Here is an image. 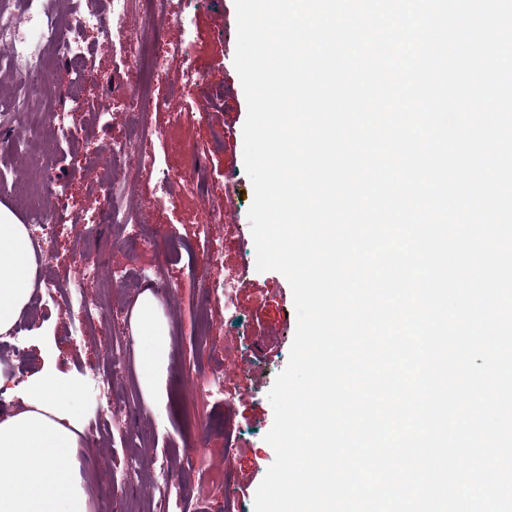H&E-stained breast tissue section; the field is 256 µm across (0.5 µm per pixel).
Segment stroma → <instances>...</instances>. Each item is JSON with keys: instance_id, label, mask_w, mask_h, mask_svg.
I'll list each match as a JSON object with an SVG mask.
<instances>
[{"instance_id": "1", "label": "stroma", "mask_w": 512, "mask_h": 512, "mask_svg": "<svg viewBox=\"0 0 512 512\" xmlns=\"http://www.w3.org/2000/svg\"><path fill=\"white\" fill-rule=\"evenodd\" d=\"M147 18L131 9L123 26L112 27L108 39L90 32L80 38L88 46L90 64L75 71L66 61L45 60L57 88L54 106L71 109L67 89L85 86L84 111L78 114V139L56 147L55 177L43 192L46 199L66 194L68 224L42 257L46 276L68 290L94 266L99 277L83 301L92 308L84 330L74 328L71 310L62 299H40L36 317L26 322L25 352L0 351V369L23 383L48 359L81 387L79 408L85 420L79 450L91 512H224L226 494L234 496V512H254L258 486L275 453L265 436L274 411L267 394L286 368L296 330V312L288 280L275 271H258L249 259L256 253L248 209L254 190L244 169L245 94L234 67L236 10L234 0H171L165 28L169 37L186 40L196 77H188L182 61H168L156 86L157 108L148 121L157 135L149 144L156 157L152 169L134 168L137 198L160 194V179L170 174L173 203L148 213L140 229L148 245L129 251L126 230L98 224L83 210L97 195L94 176L102 159L100 145L133 134L120 92L129 88L126 67L132 60L136 32ZM181 109H196L201 100L213 109L171 133L169 95ZM191 144L198 172L182 175V146ZM234 192V207L223 223L206 221L201 202L207 193ZM184 243L169 257V233ZM166 260V295L160 312L167 328L169 362L160 375V401L148 407L141 381L139 346L131 329L137 293L121 288L123 270L152 274ZM238 279L232 307L224 305V281ZM124 350V376L104 399L97 379L112 364L116 348ZM244 360L236 376L221 390L198 395L189 379L207 376L224 366L225 357ZM121 405L111 413L109 402ZM232 413L236 447L224 444V415ZM226 462L229 485L211 482V466ZM182 485L189 495L176 499L170 487Z\"/></svg>"}]
</instances>
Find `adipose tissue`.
<instances>
[{
	"label": "adipose tissue",
	"mask_w": 512,
	"mask_h": 512,
	"mask_svg": "<svg viewBox=\"0 0 512 512\" xmlns=\"http://www.w3.org/2000/svg\"><path fill=\"white\" fill-rule=\"evenodd\" d=\"M36 261L28 227L0 203V335L8 334L34 292ZM158 300L145 291L133 312L142 383L154 388L168 364ZM79 385L53 367L28 379L20 407L0 414V512H91L78 458L84 419Z\"/></svg>",
	"instance_id": "adipose-tissue-1"
}]
</instances>
